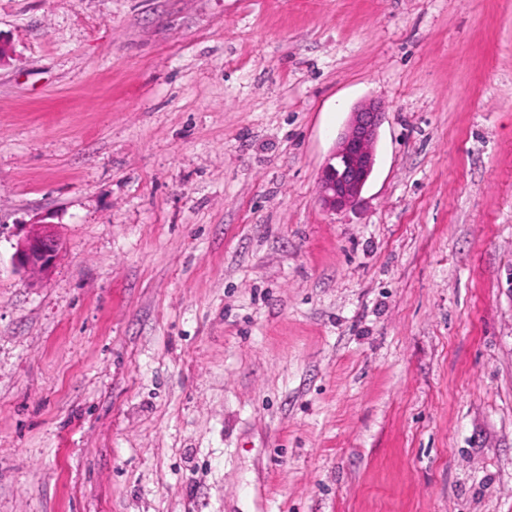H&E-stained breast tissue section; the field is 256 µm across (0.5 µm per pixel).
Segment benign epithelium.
<instances>
[{
	"label": "benign epithelium",
	"mask_w": 512,
	"mask_h": 512,
	"mask_svg": "<svg viewBox=\"0 0 512 512\" xmlns=\"http://www.w3.org/2000/svg\"><path fill=\"white\" fill-rule=\"evenodd\" d=\"M384 118L381 107L373 103L351 113L348 127L339 137L319 178L318 195L324 207L336 211L358 203L374 170V146ZM60 249L52 225L40 224L17 245L14 264L19 269L46 274Z\"/></svg>",
	"instance_id": "7a95c632"
}]
</instances>
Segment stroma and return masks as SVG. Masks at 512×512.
Returning <instances> with one entry per match:
<instances>
[{"label":"stroma","mask_w":512,"mask_h":512,"mask_svg":"<svg viewBox=\"0 0 512 512\" xmlns=\"http://www.w3.org/2000/svg\"><path fill=\"white\" fill-rule=\"evenodd\" d=\"M0 44V512H512V0H0ZM384 118L381 107L374 103L351 113L319 178L318 195L324 207L336 211L358 203L374 170V146ZM38 229L29 232L17 245L14 264L17 268L43 274L53 267L61 249V243L50 224H37Z\"/></svg>","instance_id":"obj_1"}]
</instances>
